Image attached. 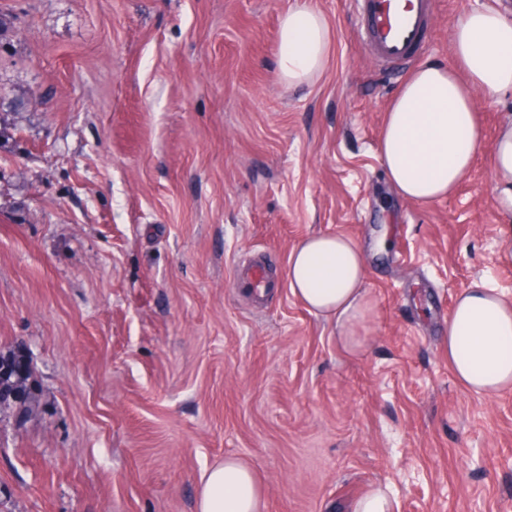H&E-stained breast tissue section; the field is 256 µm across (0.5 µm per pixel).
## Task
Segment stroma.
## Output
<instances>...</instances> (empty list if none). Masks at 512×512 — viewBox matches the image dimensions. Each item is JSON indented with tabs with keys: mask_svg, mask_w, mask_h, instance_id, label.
Listing matches in <instances>:
<instances>
[{
	"mask_svg": "<svg viewBox=\"0 0 512 512\" xmlns=\"http://www.w3.org/2000/svg\"><path fill=\"white\" fill-rule=\"evenodd\" d=\"M301 0H0V352L39 407L0 412V512H196L212 463H249L264 512H512V391L466 392L444 331L457 294H512V208L490 158L512 94L476 95L458 189L400 197L379 160L407 71L358 37V0L309 82L277 70ZM489 0H435L416 62ZM362 246L363 352L290 293L312 234ZM263 263L256 297L235 269ZM351 512H395L394 500L382 488H376L356 499Z\"/></svg>",
	"mask_w": 512,
	"mask_h": 512,
	"instance_id": "35a3bbf8",
	"label": "stroma"
}]
</instances>
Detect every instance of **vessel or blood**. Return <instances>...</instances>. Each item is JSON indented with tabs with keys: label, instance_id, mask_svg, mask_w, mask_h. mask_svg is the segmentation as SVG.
I'll return each instance as SVG.
<instances>
[{
	"label": "vessel or blood",
	"instance_id": "vessel-or-blood-1",
	"mask_svg": "<svg viewBox=\"0 0 512 512\" xmlns=\"http://www.w3.org/2000/svg\"><path fill=\"white\" fill-rule=\"evenodd\" d=\"M433 0H363L364 39L384 67L409 63L428 38Z\"/></svg>",
	"mask_w": 512,
	"mask_h": 512
}]
</instances>
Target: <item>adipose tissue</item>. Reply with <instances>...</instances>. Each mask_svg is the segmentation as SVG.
Returning <instances> with one entry per match:
<instances>
[{"instance_id":"1","label":"adipose tissue","mask_w":512,"mask_h":512,"mask_svg":"<svg viewBox=\"0 0 512 512\" xmlns=\"http://www.w3.org/2000/svg\"><path fill=\"white\" fill-rule=\"evenodd\" d=\"M455 66L425 64L393 99L380 135V161L403 198L433 202L450 196L469 171L483 133L475 92L512 93V19L488 6L460 15L452 27ZM278 70L291 84L329 63L336 31L319 10L301 4L286 14L278 36ZM492 179L512 205V118L501 123L491 155ZM367 266L359 243L341 234H314L290 252L291 295L333 324L336 342L362 351L360 329L374 309L364 286ZM448 366L467 391L489 396L512 389V299L482 282L456 297L447 325ZM253 468L228 457L200 477L197 512H263Z\"/></svg>"}]
</instances>
